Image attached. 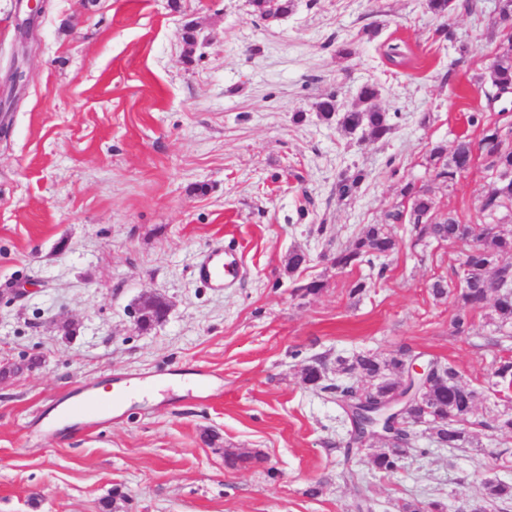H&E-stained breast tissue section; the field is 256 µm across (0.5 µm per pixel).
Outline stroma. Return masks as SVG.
Returning a JSON list of instances; mask_svg holds the SVG:
<instances>
[{
  "label": "stroma",
  "instance_id": "obj_1",
  "mask_svg": "<svg viewBox=\"0 0 512 512\" xmlns=\"http://www.w3.org/2000/svg\"><path fill=\"white\" fill-rule=\"evenodd\" d=\"M497 3L443 20L424 0H294L265 21L248 0H43L25 38V0H0V512H472L487 480L512 485V433L494 428L512 393L491 375L512 338L481 312L454 335L453 297L430 291L456 286L461 246L414 244L397 224L399 251L375 266L331 263L410 180L437 212L481 223L478 144L512 122V94L485 96ZM391 43L407 65L385 60ZM371 82L387 138L317 118L319 98L349 107ZM460 140L472 167L432 180L430 147ZM345 171L365 179L342 201ZM216 243L237 259L222 290L193 275ZM147 295L170 311L145 328ZM401 349L455 364L480 398L471 447H434L420 425L418 451L385 473L379 443L344 458L345 414L302 373ZM86 384L121 393L111 414L68 415Z\"/></svg>",
  "mask_w": 512,
  "mask_h": 512
}]
</instances>
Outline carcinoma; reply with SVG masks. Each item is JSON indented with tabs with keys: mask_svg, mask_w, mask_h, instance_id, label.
<instances>
[{
	"mask_svg": "<svg viewBox=\"0 0 512 512\" xmlns=\"http://www.w3.org/2000/svg\"><path fill=\"white\" fill-rule=\"evenodd\" d=\"M252 13L262 19L279 18L288 14L294 0H249ZM427 9L440 17L450 15L457 7L456 0H426ZM496 26L499 44L495 60L487 66L488 84L491 90L512 89V0H499ZM379 89L374 84L361 87L357 102L346 109L340 108L336 97L327 96L316 103L319 118L336 119V125L349 135L378 140L389 135L394 125L389 113L378 107ZM481 148L487 157V170L494 181L480 200L484 221L480 224H463L451 214H434V198L429 186H418L408 181L400 190L401 204L387 214L394 224H410L415 241L425 244H456L474 242L462 253L460 284L451 289L441 280L432 284L437 298L449 294L456 305L451 319L453 331L462 335L470 329L472 314L490 309L489 321L500 329L512 324V286L503 287L501 282L512 280V144L504 143L500 128L496 125L483 129ZM470 142H457L453 152L441 144L428 151L427 162L433 180L453 184L457 175L466 171L471 161ZM364 174L343 177L336 183L339 199L352 197L358 190ZM400 240L385 224H369L347 244L336 250L332 262L336 268L346 270L362 265L373 266L374 260L389 256L399 249ZM411 355L401 350L393 356L375 352L361 353L350 359H336V374L358 373L372 386V393L388 398L395 394L402 382L405 363ZM443 375L424 389L421 402L411 407L410 417L423 423L432 422L433 442L439 448L456 450L472 444V437L465 427L480 393L461 382L456 367L448 362L440 364ZM497 384L512 386V360L499 361L493 370ZM325 366L320 360L308 365L303 381L321 390L324 384ZM416 439L409 438L405 447L396 452L374 455L371 466L380 471H397L408 452L415 450ZM488 506L496 509L498 503L512 501V486L488 481L484 486Z\"/></svg>",
	"mask_w": 512,
	"mask_h": 512,
	"instance_id": "1",
	"label": "carcinoma"
}]
</instances>
